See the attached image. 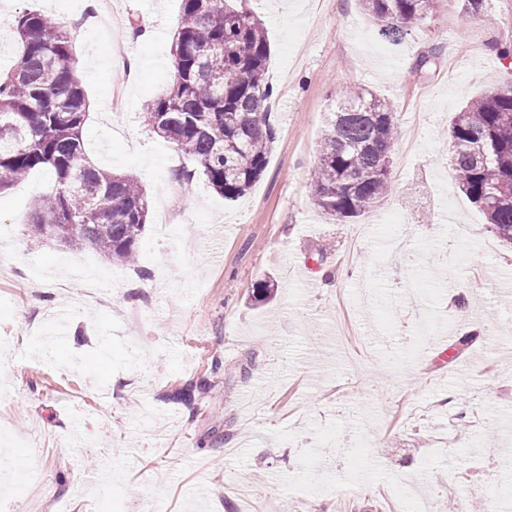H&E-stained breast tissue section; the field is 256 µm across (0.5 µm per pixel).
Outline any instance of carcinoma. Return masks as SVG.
<instances>
[{
	"label": "carcinoma",
	"instance_id": "cac0c4a2",
	"mask_svg": "<svg viewBox=\"0 0 512 512\" xmlns=\"http://www.w3.org/2000/svg\"><path fill=\"white\" fill-rule=\"evenodd\" d=\"M174 79L147 106L157 136L192 158L212 189L234 201L261 178L276 140L266 78L270 44L254 11L230 0H181ZM443 0H361L381 34L398 39L424 24ZM20 49L0 71V191L43 171L52 190L34 201L33 223L73 251L88 248L131 264L148 220L132 176L86 158L88 103L72 64V24L23 10ZM396 134L391 104L351 86L336 95L312 175L315 205L339 222L368 212L391 191ZM450 162L461 191L488 228L512 246V82L467 102L449 128ZM202 379L172 398L191 405Z\"/></svg>",
	"mask_w": 512,
	"mask_h": 512
}]
</instances>
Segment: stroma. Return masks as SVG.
<instances>
[{
  "label": "stroma",
  "instance_id": "stroma-1",
  "mask_svg": "<svg viewBox=\"0 0 512 512\" xmlns=\"http://www.w3.org/2000/svg\"><path fill=\"white\" fill-rule=\"evenodd\" d=\"M271 44L277 139L264 174L224 201L145 119L173 78L181 0H0L75 20L90 161L135 177L150 211L134 265L70 252L32 226L52 185L0 193V512H400L433 498L512 504V248L448 162L461 105L512 80V0L445 4L398 40L359 0H250ZM149 37L132 41V18ZM434 54L430 67L419 58ZM137 79L115 86L118 56ZM396 114L392 189L339 223L311 173L336 94ZM174 215L160 222L161 210ZM273 280L276 296L256 288ZM475 331L471 344L458 339ZM207 379L193 405L175 390ZM39 455L42 474L29 481Z\"/></svg>",
  "mask_w": 512,
  "mask_h": 512
}]
</instances>
